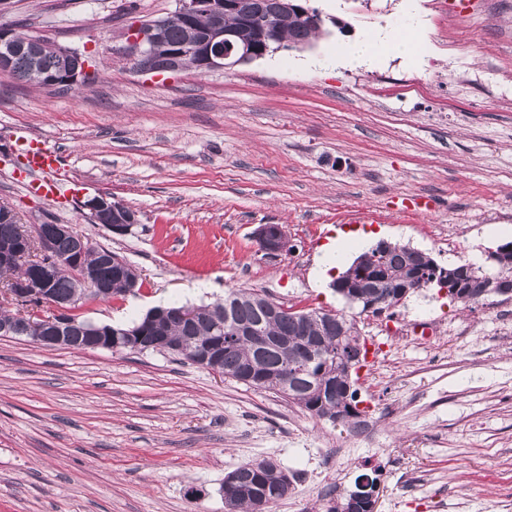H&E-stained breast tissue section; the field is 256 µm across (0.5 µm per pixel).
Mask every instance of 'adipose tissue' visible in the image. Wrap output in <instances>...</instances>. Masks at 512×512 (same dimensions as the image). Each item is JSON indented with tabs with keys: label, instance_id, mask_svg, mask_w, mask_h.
Wrapping results in <instances>:
<instances>
[{
	"label": "adipose tissue",
	"instance_id": "ef3b65f1",
	"mask_svg": "<svg viewBox=\"0 0 512 512\" xmlns=\"http://www.w3.org/2000/svg\"><path fill=\"white\" fill-rule=\"evenodd\" d=\"M394 59L413 68L420 67L421 45L412 28L378 26L354 42L339 45L335 54L323 59L322 64L351 69L372 67Z\"/></svg>",
	"mask_w": 512,
	"mask_h": 512
}]
</instances>
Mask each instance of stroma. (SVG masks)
I'll list each match as a JSON object with an SVG mask.
<instances>
[{
	"label": "stroma",
	"instance_id": "35a3bbf8",
	"mask_svg": "<svg viewBox=\"0 0 512 512\" xmlns=\"http://www.w3.org/2000/svg\"><path fill=\"white\" fill-rule=\"evenodd\" d=\"M308 4L326 19L308 46L158 75L133 70L126 31L179 0H0V25L90 65L71 88L0 72V204L73 225L142 281L78 316L128 324L144 302L208 305L231 288L344 310L315 283L340 230L444 267L512 241V0ZM385 20L419 26L420 70L298 68ZM21 130L62 154L59 199L25 190ZM100 193L138 212L130 233L93 222L84 203ZM412 195L431 207L405 209ZM261 224L283 225L292 251H259ZM355 320L368 434L166 353L0 337V512H225V475L261 460L294 477L272 512H327L363 474L375 512H512V299L456 306L425 288Z\"/></svg>",
	"mask_w": 512,
	"mask_h": 512
}]
</instances>
